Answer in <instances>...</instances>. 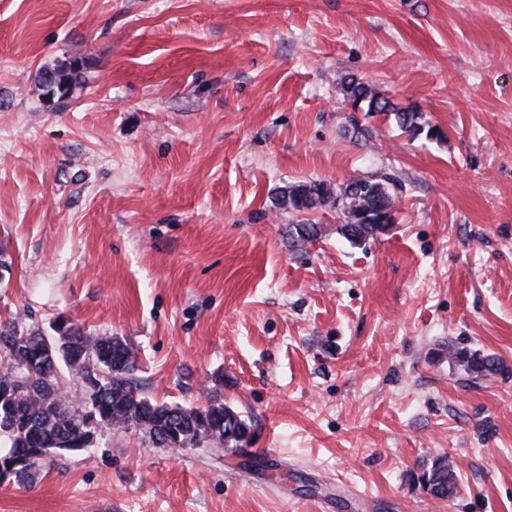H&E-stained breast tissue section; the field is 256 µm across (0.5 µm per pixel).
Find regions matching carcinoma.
<instances>
[{
    "label": "carcinoma",
    "mask_w": 512,
    "mask_h": 512,
    "mask_svg": "<svg viewBox=\"0 0 512 512\" xmlns=\"http://www.w3.org/2000/svg\"><path fill=\"white\" fill-rule=\"evenodd\" d=\"M72 73L60 67L45 78L47 94L60 99L71 93ZM352 111L394 114L399 130L414 139L424 129L419 112L402 109L370 83L353 77L342 84ZM342 205L343 213L355 215L368 206L389 212L396 221V194L387 182L354 177L333 189L323 182L289 186L279 205L298 213ZM366 225L353 230L342 224L338 231L358 243L386 231ZM48 337L37 326L20 320L0 324V483L14 480L31 483L39 461L51 454L87 451L96 428L135 429L158 448H191L205 442H247L250 426L213 395L203 407L159 403L142 396L133 379L138 355L133 344L118 336H92L82 325L62 319ZM456 365L469 375L488 376L500 369L495 358L466 348L449 351ZM90 390L91 409L83 399L68 398V385ZM431 494L450 498L458 491L457 471L443 458L434 461L423 476Z\"/></svg>",
    "instance_id": "obj_1"
}]
</instances>
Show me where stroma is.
<instances>
[{
    "mask_svg": "<svg viewBox=\"0 0 512 512\" xmlns=\"http://www.w3.org/2000/svg\"><path fill=\"white\" fill-rule=\"evenodd\" d=\"M69 57L79 87L43 96ZM351 76L436 137L352 111ZM356 176L398 186L377 237L278 204ZM11 318L126 338L144 396L220 394L251 440L106 429L0 512H512V0H0ZM452 346L500 372L466 382ZM423 483L434 496L450 498L458 491V474L446 459L437 458L428 473L423 476Z\"/></svg>",
    "mask_w": 512,
    "mask_h": 512,
    "instance_id": "stroma-1",
    "label": "stroma"
}]
</instances>
